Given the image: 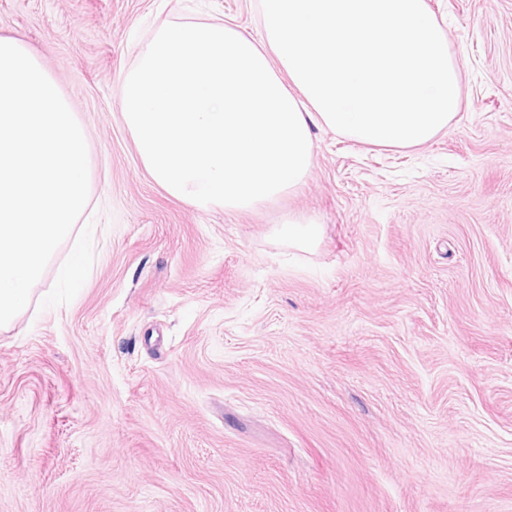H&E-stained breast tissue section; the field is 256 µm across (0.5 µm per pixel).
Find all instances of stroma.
Wrapping results in <instances>:
<instances>
[{"mask_svg":"<svg viewBox=\"0 0 512 512\" xmlns=\"http://www.w3.org/2000/svg\"><path fill=\"white\" fill-rule=\"evenodd\" d=\"M427 4L464 76L447 133L315 130L299 189L227 213L152 180L121 86L159 28L251 34L258 0H0L92 170L0 327V512H512V0ZM290 213L312 251L275 237ZM278 238L288 242L289 246L304 250L314 246L320 235V226L312 218L299 215H288L277 228ZM87 269L81 255H74L69 261L59 265L56 277L71 288H79L86 276Z\"/></svg>","mask_w":512,"mask_h":512,"instance_id":"stroma-1","label":"stroma"}]
</instances>
